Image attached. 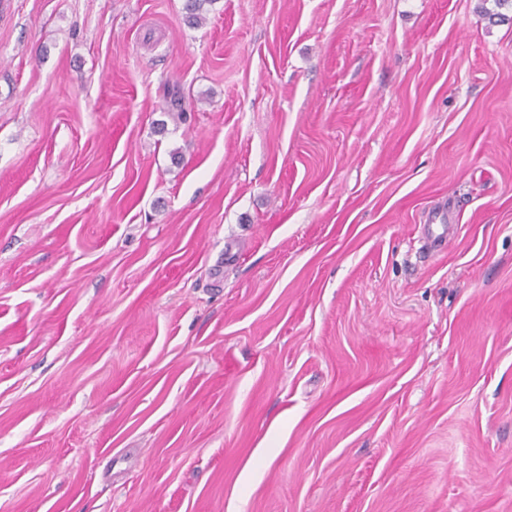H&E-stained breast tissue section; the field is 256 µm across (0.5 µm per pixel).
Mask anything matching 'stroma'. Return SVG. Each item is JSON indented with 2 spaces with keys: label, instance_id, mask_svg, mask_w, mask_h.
<instances>
[{
  "label": "stroma",
  "instance_id": "stroma-1",
  "mask_svg": "<svg viewBox=\"0 0 512 512\" xmlns=\"http://www.w3.org/2000/svg\"><path fill=\"white\" fill-rule=\"evenodd\" d=\"M186 4L0 0V512H512V10Z\"/></svg>",
  "mask_w": 512,
  "mask_h": 512
}]
</instances>
